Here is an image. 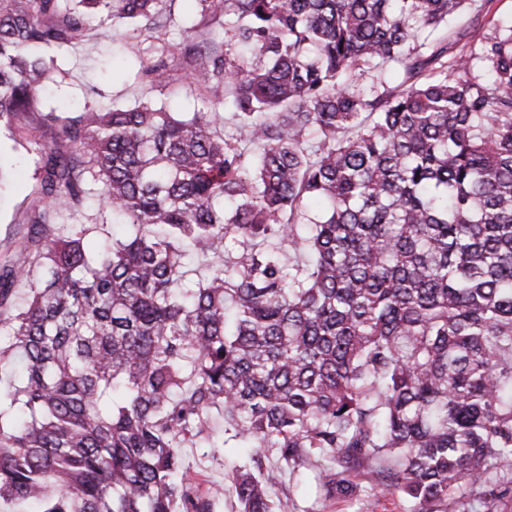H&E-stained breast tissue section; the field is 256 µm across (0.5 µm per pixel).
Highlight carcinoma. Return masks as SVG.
<instances>
[{
  "instance_id": "carcinoma-1",
  "label": "carcinoma",
  "mask_w": 512,
  "mask_h": 512,
  "mask_svg": "<svg viewBox=\"0 0 512 512\" xmlns=\"http://www.w3.org/2000/svg\"><path fill=\"white\" fill-rule=\"evenodd\" d=\"M167 2L0 0V128L34 145L45 201L40 276L0 268V306L29 287L0 317V502L213 512L224 487L199 492L183 449L216 411L222 445L253 449L228 474L239 512H275L272 487L309 469L329 498L363 470L421 512H503L512 25L434 36L470 0H199L227 43L131 46L150 82L176 52L196 111L39 109L46 60L29 51L116 26L159 40ZM93 197L130 229L90 251L103 225L64 218Z\"/></svg>"
}]
</instances>
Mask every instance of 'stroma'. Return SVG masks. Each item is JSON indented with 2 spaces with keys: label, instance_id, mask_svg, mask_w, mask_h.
I'll use <instances>...</instances> for the list:
<instances>
[{
  "label": "stroma",
  "instance_id": "35a3bbf8",
  "mask_svg": "<svg viewBox=\"0 0 512 512\" xmlns=\"http://www.w3.org/2000/svg\"><path fill=\"white\" fill-rule=\"evenodd\" d=\"M129 32L113 30L92 36L63 56L64 71L43 98L42 111L69 112L91 104L132 107L150 102L172 112L194 109L196 92L181 72L168 71L159 83L135 80V62L128 56ZM36 156L25 141L0 130V264L26 257L29 218L40 207ZM242 448H188L184 456L201 488L223 483L232 462L245 456ZM274 500L288 512H417L418 505L398 492L354 498L327 499L320 494L313 474L275 487Z\"/></svg>",
  "mask_w": 512,
  "mask_h": 512
}]
</instances>
